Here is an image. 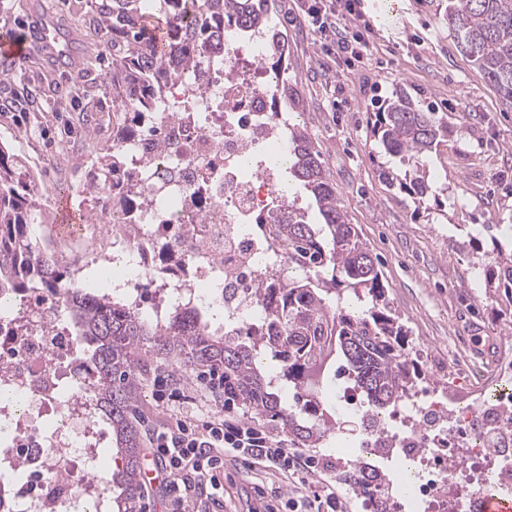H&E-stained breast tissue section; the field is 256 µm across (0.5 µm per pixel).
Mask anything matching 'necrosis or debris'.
I'll list each match as a JSON object with an SVG mask.
<instances>
[{"label":"necrosis or debris","mask_w":512,"mask_h":512,"mask_svg":"<svg viewBox=\"0 0 512 512\" xmlns=\"http://www.w3.org/2000/svg\"><path fill=\"white\" fill-rule=\"evenodd\" d=\"M265 43L261 29L228 32L205 76L171 90L153 137L126 138L142 200L113 207L123 183L87 171L100 188L89 201L96 221L82 225L71 267L111 269L109 299L154 326L180 309L216 306L225 329H268L254 288L288 269L263 229L283 199L273 172L246 170L243 160L283 145L290 117L274 108ZM498 350L493 368L466 362L483 390L418 389L360 435L361 452L413 464L407 496L421 512H475L488 486L512 496V392L502 388L512 381V338ZM80 365L57 291L30 289L0 306V477L27 482L14 512H106L111 484L93 471L99 411L83 388L62 391Z\"/></svg>","instance_id":"1"}]
</instances>
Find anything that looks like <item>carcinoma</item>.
<instances>
[{"label": "carcinoma", "instance_id": "cac0c4a2", "mask_svg": "<svg viewBox=\"0 0 512 512\" xmlns=\"http://www.w3.org/2000/svg\"><path fill=\"white\" fill-rule=\"evenodd\" d=\"M275 0H94L93 25L110 34L109 81L119 96L145 103L125 115V129H138L145 114L158 112L167 93L201 73L207 58L224 51V29L243 34L268 32L263 64L275 74L280 95L288 97L287 39L273 22ZM162 16L164 42L152 35L148 19ZM448 28L463 54L512 108V0H448ZM373 113V135L395 169L387 183L422 204L434 195L429 180L432 154L453 130L437 113L407 91L381 101ZM288 174L314 200L321 223L288 202V223L270 225V235L288 248V267L279 288H254L267 307L273 346L264 337L240 340L224 333L195 310L173 313L152 329L133 311L100 294L92 278L64 298L76 335L87 351L85 390L96 400L112 432L122 465L112 473L115 512H142L139 478L141 433L136 418L140 370L134 353L147 347L178 369L224 368V390L247 411L288 428L299 444L316 446L336 422L315 406L295 410L281 403L278 390L256 364L263 351L281 363L294 387L306 384L312 360L323 352L321 337L332 336L353 385L368 410L378 413L424 379L411 328L391 305L375 259L348 223L339 193L311 137L297 124L288 128ZM122 161L114 140L94 160L102 172ZM32 176L8 148L0 145V298L27 288L67 289L69 271L34 243L36 204ZM485 295L506 298L512 308V254H497L483 268ZM342 474L372 512H390L392 495L385 475L360 462L346 463Z\"/></svg>", "mask_w": 512, "mask_h": 512}]
</instances>
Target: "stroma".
<instances>
[{
	"label": "stroma",
	"instance_id": "stroma-1",
	"mask_svg": "<svg viewBox=\"0 0 512 512\" xmlns=\"http://www.w3.org/2000/svg\"><path fill=\"white\" fill-rule=\"evenodd\" d=\"M306 0H279L275 22L288 39V81L295 93L284 107L297 116L321 152L349 223L381 261L394 308L413 330L426 357L451 361L457 353L476 355L512 328V316L486 302L478 255L468 245L479 235L485 251L512 250V108L460 52L448 30V0H401L390 22L363 8L356 30L369 48L363 57L340 56L311 25ZM53 15L83 56L79 67L29 53L13 64V79L0 82V143L8 145L34 173V197L41 210L38 245L53 253L61 231L57 202L70 199L79 214L87 200L81 182L84 164L112 141L125 108L100 67L109 58L107 37L79 24L89 0H0V37L26 34L34 11ZM81 79L88 101L70 98ZM407 90L447 121L453 133L433 160L431 178L442 201L427 213L383 173L387 157L375 147L370 112L377 99ZM143 371L137 390L142 460H149L156 432L180 408L161 402L155 382L158 362L140 351ZM337 422V440L314 448L322 459H351L357 453L362 416L337 398L322 405ZM221 500L209 482L196 490L201 512H258L279 497L297 498L305 489L274 469L240 467L225 456Z\"/></svg>",
	"mask_w": 512,
	"mask_h": 512
}]
</instances>
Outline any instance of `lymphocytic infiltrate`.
Wrapping results in <instances>:
<instances>
[{"label": "lymphocytic infiltrate", "instance_id": "lymphocytic-infiltrate-1", "mask_svg": "<svg viewBox=\"0 0 512 512\" xmlns=\"http://www.w3.org/2000/svg\"><path fill=\"white\" fill-rule=\"evenodd\" d=\"M361 0H310L307 15L329 36L337 52L361 56L366 45L350 25L360 17ZM266 463L290 477L308 481L319 475L323 461L302 450L286 447L263 427L220 413L190 419L179 417L157 434L152 462L165 475L172 499L171 512H191L195 506L194 480H213L224 466L225 454Z\"/></svg>", "mask_w": 512, "mask_h": 512}]
</instances>
